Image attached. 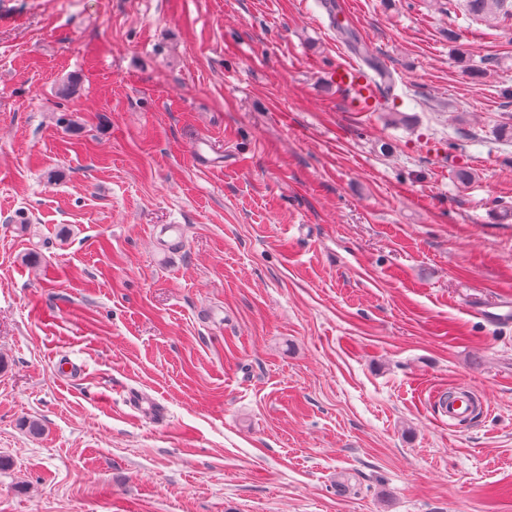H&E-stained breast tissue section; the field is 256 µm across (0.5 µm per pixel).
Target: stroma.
<instances>
[{"instance_id":"stroma-1","label":"stroma","mask_w":512,"mask_h":512,"mask_svg":"<svg viewBox=\"0 0 512 512\" xmlns=\"http://www.w3.org/2000/svg\"><path fill=\"white\" fill-rule=\"evenodd\" d=\"M335 2L0 0V512H512V22ZM338 32L342 37H344L345 41L348 43L351 50L355 55L359 57L361 61H363L370 69L375 71L377 75H380L383 80V87L380 86V90L382 94L388 96L390 92V88L392 87V83L394 82V78L391 73L381 67L377 61V59L369 52L368 47L358 41L355 35L349 30L344 28H339ZM332 80L342 89L348 105L360 112H367L376 94L369 76L351 62L340 63L332 74Z\"/></svg>"}]
</instances>
